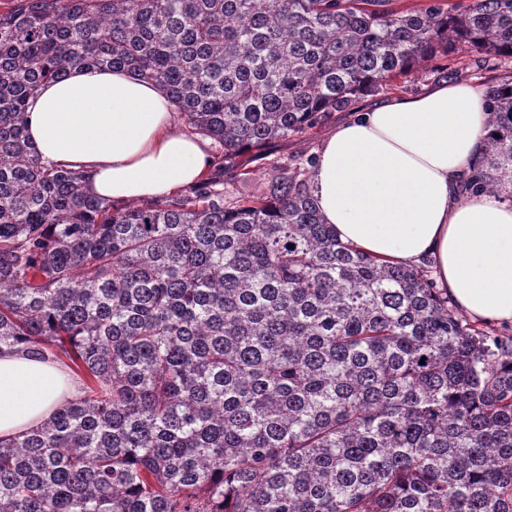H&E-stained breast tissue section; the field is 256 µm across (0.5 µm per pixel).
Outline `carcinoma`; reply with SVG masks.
<instances>
[{
    "label": "carcinoma",
    "instance_id": "1",
    "mask_svg": "<svg viewBox=\"0 0 512 512\" xmlns=\"http://www.w3.org/2000/svg\"><path fill=\"white\" fill-rule=\"evenodd\" d=\"M10 0L0 10V353L84 395L0 441V512H512V342L428 262L341 242L309 158L239 161L460 49L512 57V0ZM163 87L221 148L116 205L44 165L26 101L75 65ZM467 194L512 173V76Z\"/></svg>",
    "mask_w": 512,
    "mask_h": 512
}]
</instances>
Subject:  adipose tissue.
Wrapping results in <instances>:
<instances>
[{
	"label": "adipose tissue",
	"instance_id": "obj_1",
	"mask_svg": "<svg viewBox=\"0 0 512 512\" xmlns=\"http://www.w3.org/2000/svg\"><path fill=\"white\" fill-rule=\"evenodd\" d=\"M157 85L121 69L78 65L27 100L28 141L46 165L86 174L91 191L126 203L196 184L213 160L180 131ZM489 116L459 81L363 107L321 144L311 193L337 237L401 264L430 262L469 317L512 321V203L459 192L480 160ZM78 393L60 364L0 355V439L49 419Z\"/></svg>",
	"mask_w": 512,
	"mask_h": 512
}]
</instances>
